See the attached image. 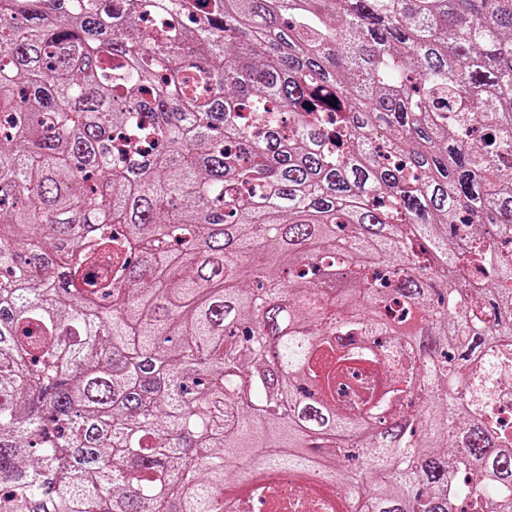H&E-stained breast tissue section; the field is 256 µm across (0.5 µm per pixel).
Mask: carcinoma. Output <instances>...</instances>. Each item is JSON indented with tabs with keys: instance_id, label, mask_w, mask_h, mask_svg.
<instances>
[{
	"instance_id": "cac0c4a2",
	"label": "carcinoma",
	"mask_w": 512,
	"mask_h": 512,
	"mask_svg": "<svg viewBox=\"0 0 512 512\" xmlns=\"http://www.w3.org/2000/svg\"><path fill=\"white\" fill-rule=\"evenodd\" d=\"M491 359L512 0H0V512H512ZM281 471V473H272ZM272 476L276 477L274 486L266 493V498L262 504H259L258 510L250 512H295L293 507L294 496L302 495L308 498L310 490L308 485L301 481L294 471L286 472L282 470L270 471ZM266 474V479L269 477Z\"/></svg>"
}]
</instances>
